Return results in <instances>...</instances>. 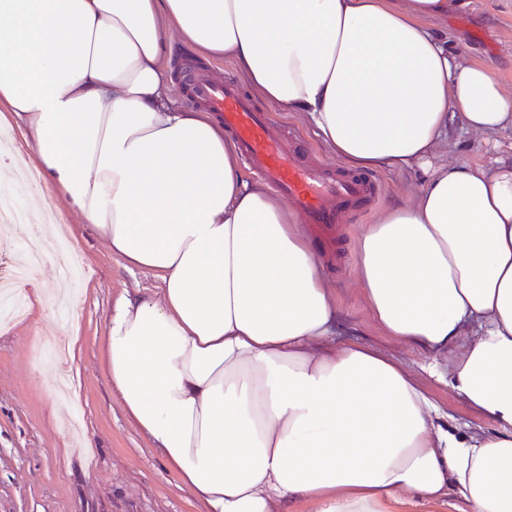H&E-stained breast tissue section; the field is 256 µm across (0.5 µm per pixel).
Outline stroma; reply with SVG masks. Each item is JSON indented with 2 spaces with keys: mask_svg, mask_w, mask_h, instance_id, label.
<instances>
[{
  "mask_svg": "<svg viewBox=\"0 0 512 512\" xmlns=\"http://www.w3.org/2000/svg\"><path fill=\"white\" fill-rule=\"evenodd\" d=\"M428 26L464 62L488 65L512 98V0H462L456 11ZM186 62L212 79L246 83L231 58L210 60L174 46L165 66L181 107H188L189 101L177 68ZM271 117V131L283 147L302 139L320 163L336 166V159L296 113L275 108ZM495 158L512 161L511 128L483 134L454 123L437 145L433 162L442 166L463 160L485 166ZM370 176L380 184L377 200L352 214L346 224L343 263H328L323 269L342 315L336 341L378 348L414 370L421 355L395 344L373 322L351 256L364 227L375 223L388 206L411 204L427 173L413 166L374 170ZM81 244L87 271L82 305L74 311H54L49 321L32 307L24 318L0 326V512H201L177 474L112 397L101 369L100 338L113 300L154 287L155 280L142 271L124 270L93 234L83 235ZM70 324L78 327L79 342L60 360L52 340ZM54 363L73 384L76 399L57 401L44 387L41 371ZM421 382L447 411L450 431L461 436L480 424L479 415L447 385L427 376Z\"/></svg>",
  "mask_w": 512,
  "mask_h": 512,
  "instance_id": "stroma-1",
  "label": "stroma"
}]
</instances>
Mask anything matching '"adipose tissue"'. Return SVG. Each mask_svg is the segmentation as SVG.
Here are the masks:
<instances>
[{
    "instance_id": "1",
    "label": "adipose tissue",
    "mask_w": 512,
    "mask_h": 512,
    "mask_svg": "<svg viewBox=\"0 0 512 512\" xmlns=\"http://www.w3.org/2000/svg\"><path fill=\"white\" fill-rule=\"evenodd\" d=\"M459 0H0V124L42 183L154 295L110 307L112 394L203 512H384L405 496L512 512V163L435 169L357 240L385 336L423 356L336 344L320 249L245 179L208 112L179 108L172 42L231 57L348 166L426 165L450 122L512 127L484 64L428 19ZM482 419L468 435L418 376Z\"/></svg>"
}]
</instances>
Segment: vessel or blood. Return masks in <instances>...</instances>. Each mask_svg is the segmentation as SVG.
<instances>
[{
  "instance_id": "vessel-or-blood-1",
  "label": "vessel or blood",
  "mask_w": 512,
  "mask_h": 512,
  "mask_svg": "<svg viewBox=\"0 0 512 512\" xmlns=\"http://www.w3.org/2000/svg\"><path fill=\"white\" fill-rule=\"evenodd\" d=\"M189 98L214 113L241 159L286 198L300 223L339 235L350 209L372 203L378 187L369 178L325 167L284 149L270 131L267 111L231 82L186 80Z\"/></svg>"
}]
</instances>
